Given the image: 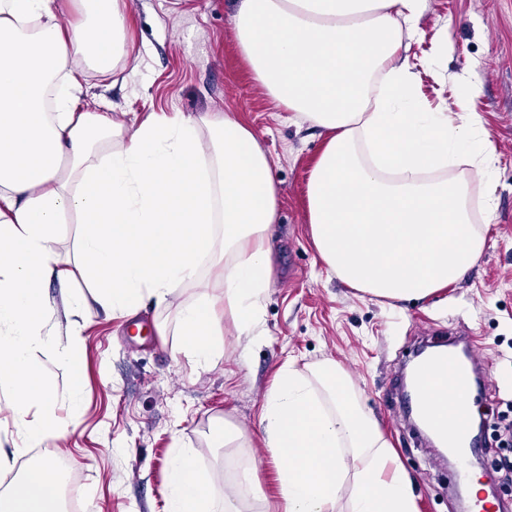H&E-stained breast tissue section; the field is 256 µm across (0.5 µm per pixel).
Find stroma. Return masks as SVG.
<instances>
[{"label": "stroma", "instance_id": "1", "mask_svg": "<svg viewBox=\"0 0 512 512\" xmlns=\"http://www.w3.org/2000/svg\"><path fill=\"white\" fill-rule=\"evenodd\" d=\"M134 51L118 63L114 84L87 75L93 107L103 98L127 121L151 112L199 116L232 112L249 124L268 156L278 188L275 260L264 300L267 330L261 340H240L232 315L224 317L222 352L207 367L182 350L179 337L160 336L156 323L173 326L181 303L198 286L176 288L167 306L148 305L127 321L91 316L55 305L52 324L79 332L84 359L81 385L57 355L40 352L53 411L76 420L62 438L30 440L15 426L0 388V446L10 452L0 468V492L28 465L47 457L68 460L84 512H166L170 461L192 448L223 497L224 476L242 465L254 469L253 512H280L278 461L266 448L260 424L267 392L279 368L293 362L309 373L333 360L350 378L362 408L375 415L409 478L416 512H461L454 466L432 440L411 425L399 374L410 353L464 325L490 364L487 403L474 416L492 425L512 421V0H428L408 55L422 100L434 112H475L495 147L496 221L484 229L478 265L436 297L391 307L362 294L320 263L308 221L307 183L324 138L298 122L254 80L233 39V0H126ZM480 95L462 97L471 78ZM244 430V448H209L215 417Z\"/></svg>", "mask_w": 512, "mask_h": 512}]
</instances>
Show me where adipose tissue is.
<instances>
[{
    "instance_id": "ef3b65f1",
    "label": "adipose tissue",
    "mask_w": 512,
    "mask_h": 512,
    "mask_svg": "<svg viewBox=\"0 0 512 512\" xmlns=\"http://www.w3.org/2000/svg\"><path fill=\"white\" fill-rule=\"evenodd\" d=\"M124 0H0V387L33 440L67 428L34 350L81 376L77 332L48 324L55 304L131 317L168 303L208 267L221 295L201 292L174 329L198 365L219 354L225 314L249 341L265 332L278 197L253 131L231 113H150L129 124L78 110L85 71L110 80L132 45ZM427 0H235L237 46L255 81L324 130L308 179L314 247L329 272L363 293L423 300L462 281L486 237L472 222L468 181L481 180L493 223L495 148L474 115L454 119L420 100L405 52ZM81 231L72 257L60 224ZM83 278L93 301L73 294ZM58 284V297L48 288ZM40 407L31 416L32 407ZM280 456L283 512H414L406 473L379 420L346 393L334 361L278 371L261 419ZM48 458L0 495V512H59ZM241 469L217 499L194 450L175 449L168 512H248Z\"/></svg>"
}]
</instances>
